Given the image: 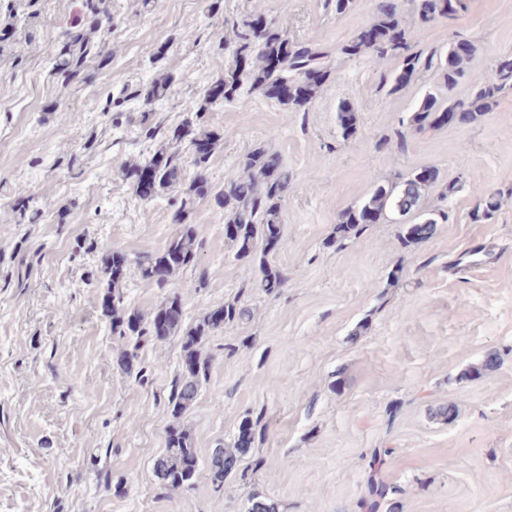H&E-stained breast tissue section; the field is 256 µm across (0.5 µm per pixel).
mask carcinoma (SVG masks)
I'll list each match as a JSON object with an SVG mask.
<instances>
[{
	"label": "carcinoma",
	"instance_id": "cac0c4a2",
	"mask_svg": "<svg viewBox=\"0 0 512 512\" xmlns=\"http://www.w3.org/2000/svg\"><path fill=\"white\" fill-rule=\"evenodd\" d=\"M421 20L427 21L437 16L454 17L466 8L465 0H412ZM245 30L237 33V43L232 51L234 69L224 73V79L211 85L206 91L207 99L215 103L214 91L226 86L242 87L268 95L276 85L288 87V91L277 101L292 112L305 108L314 98L317 90L329 77L323 53L288 38L284 26L272 22L260 23L253 19L244 24ZM349 56L368 55L371 61L386 58L398 60L401 75L394 79V88L407 83V78L416 76L422 70L438 65L443 72L444 84L453 87L457 80L469 76L475 87L474 97L468 101L441 100L433 92L426 93L413 113L411 125L423 131L446 121L450 112H460L471 121L490 107L491 100L503 88L512 86V58L499 61L495 77L489 80L473 66L476 49L467 43L464 49L454 45L444 59L435 60V55L421 59V55L410 52L409 34L402 26L400 11L394 0H384L379 6V16L363 29L349 44L342 47ZM217 141L214 133L196 130L186 123L173 130L169 149L154 155L133 170L135 190H140V175L150 173L153 189L150 195L140 199L150 201L169 191L177 183L180 165L187 158L195 167V175L189 184L179 206L174 213L175 223L180 225L165 246L156 252L135 255L129 264L136 267L139 277L150 286L159 289L169 287L173 275L196 265L203 248V240L193 224L184 223L187 210L198 201L211 197L224 208V225L233 227V232L225 234V239L235 248L239 260H259L262 274L260 288L271 293L282 287L285 275L266 262V250L258 246L283 235L279 221V210L288 194L290 180L275 156L259 146L247 154L243 161L242 174L224 182L219 190L209 181L207 163ZM435 181L429 170L414 171L399 184L377 186L372 194L359 206L345 211L341 222L336 226V237L345 240L363 224H373L381 219L384 212L393 208L403 215L419 210L423 191ZM436 220L423 219V226L415 230L407 228L403 240L410 244L431 236ZM128 267L116 266L115 252L102 255L94 279L102 292V312L109 319L112 334L125 338L140 339L153 336L165 339L182 334L181 347L185 352L182 373L173 385L169 397L171 413L177 419L190 409L197 399L201 379L206 374L208 360L202 356L205 339L244 318L248 310L236 303L227 302L220 307L222 317H216V310L208 311L195 324L183 327L182 317L166 322L163 331L157 333L152 324L165 313L182 308L181 296L175 292L164 294L159 306L150 314L125 307V297L121 285L127 278ZM254 442L253 424L243 423L241 435L234 441V448L214 449L210 459L213 480L224 482V474L232 471L240 455L249 450ZM167 452L155 462L156 472L167 489H177L194 482L198 458L192 448L186 429L176 425L166 438ZM370 500L360 506L376 509L389 495V488L375 477L368 479Z\"/></svg>",
	"mask_w": 512,
	"mask_h": 512
}]
</instances>
